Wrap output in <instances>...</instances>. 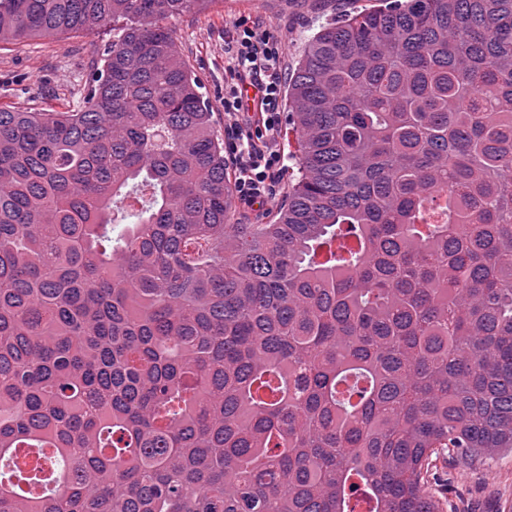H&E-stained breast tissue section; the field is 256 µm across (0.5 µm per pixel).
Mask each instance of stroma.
Returning a JSON list of instances; mask_svg holds the SVG:
<instances>
[{"label": "stroma", "instance_id": "obj_1", "mask_svg": "<svg viewBox=\"0 0 512 512\" xmlns=\"http://www.w3.org/2000/svg\"><path fill=\"white\" fill-rule=\"evenodd\" d=\"M379 0H208L206 6L165 19L181 57L201 83L224 129V86L229 81L224 25L260 21L282 45V67L292 74L309 39L327 21ZM109 36L85 30L63 37H30L0 45V107L65 111L73 108ZM431 489L444 512H512V454L473 463L438 459Z\"/></svg>", "mask_w": 512, "mask_h": 512}]
</instances>
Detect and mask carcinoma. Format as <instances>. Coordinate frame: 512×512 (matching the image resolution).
Returning a JSON list of instances; mask_svg holds the SVG:
<instances>
[{
	"label": "carcinoma",
	"mask_w": 512,
	"mask_h": 512,
	"mask_svg": "<svg viewBox=\"0 0 512 512\" xmlns=\"http://www.w3.org/2000/svg\"><path fill=\"white\" fill-rule=\"evenodd\" d=\"M207 2L0 0L118 27L74 109L0 107V512H442L440 456L512 451V0L322 25L268 224L160 25Z\"/></svg>",
	"instance_id": "cac0c4a2"
}]
</instances>
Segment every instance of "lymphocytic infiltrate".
Returning <instances> with one entry per match:
<instances>
[{
    "mask_svg": "<svg viewBox=\"0 0 512 512\" xmlns=\"http://www.w3.org/2000/svg\"><path fill=\"white\" fill-rule=\"evenodd\" d=\"M230 32L227 54L231 80L224 87V121L234 186L246 202L271 203L276 198V180L285 167L279 146L282 50L259 24L238 21ZM247 86L258 91L250 108L242 101V90Z\"/></svg>",
    "mask_w": 512,
    "mask_h": 512,
    "instance_id": "1",
    "label": "lymphocytic infiltrate"
}]
</instances>
